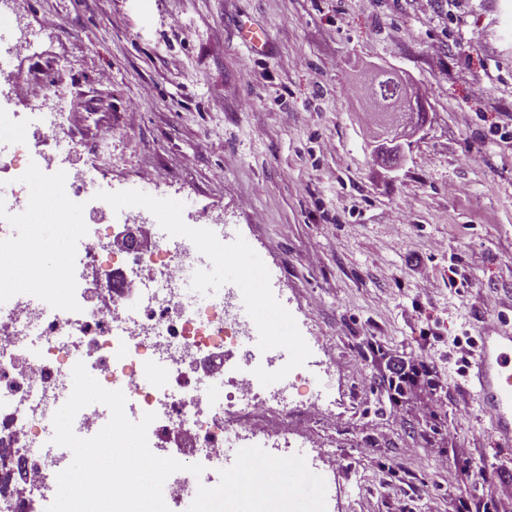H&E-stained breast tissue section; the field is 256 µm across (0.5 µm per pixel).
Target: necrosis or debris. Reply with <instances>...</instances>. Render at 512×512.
Here are the masks:
<instances>
[{"label":"necrosis or debris","mask_w":512,"mask_h":512,"mask_svg":"<svg viewBox=\"0 0 512 512\" xmlns=\"http://www.w3.org/2000/svg\"><path fill=\"white\" fill-rule=\"evenodd\" d=\"M55 95L43 88L33 107L43 120L39 141L0 158V174L15 186L11 202L0 199L9 223H29V177L53 168L41 142L63 139L50 106ZM93 198L91 178L77 170L60 183L52 208L64 215ZM57 235L68 249L55 258L44 238L0 230V252L14 259L13 271L0 275V512H46L53 502L68 460L43 423L68 400L78 360L104 388L122 390L128 409L155 413L147 433L154 454L163 455L173 432L200 449L201 476L178 471L165 482V495L191 512L211 490V463L237 442L252 446L250 481L301 466L279 442L291 432L290 417L327 403L310 373L316 344L294 336L291 359L275 343L249 351L252 336L278 335L277 325L241 317L236 289L212 288L202 299L185 287L199 252L223 259L212 225H181L152 247L134 234L120 253L102 224H61ZM92 291L100 303H90ZM153 368L158 376L145 382Z\"/></svg>","instance_id":"necrosis-or-debris-1"}]
</instances>
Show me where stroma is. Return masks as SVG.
Listing matches in <instances>:
<instances>
[{"label": "stroma", "mask_w": 512, "mask_h": 512, "mask_svg": "<svg viewBox=\"0 0 512 512\" xmlns=\"http://www.w3.org/2000/svg\"><path fill=\"white\" fill-rule=\"evenodd\" d=\"M250 27L265 47H246ZM21 30L35 37L9 80L66 98L74 150L52 179L95 166L116 197L149 172L156 204L193 199L186 223L235 229L260 263L249 288L280 294L264 318L318 337L335 372V408L294 430L322 448L313 483L226 499L241 458L210 508L327 512L329 472L334 512H512V447L459 348L486 322L512 327V0H9L0 54ZM380 69L423 102V125L396 143L366 110ZM5 83L0 148L31 136L32 102ZM49 180L32 173L30 198ZM398 358L426 361L431 379L372 391Z\"/></svg>", "instance_id": "35a3bbf8"}]
</instances>
